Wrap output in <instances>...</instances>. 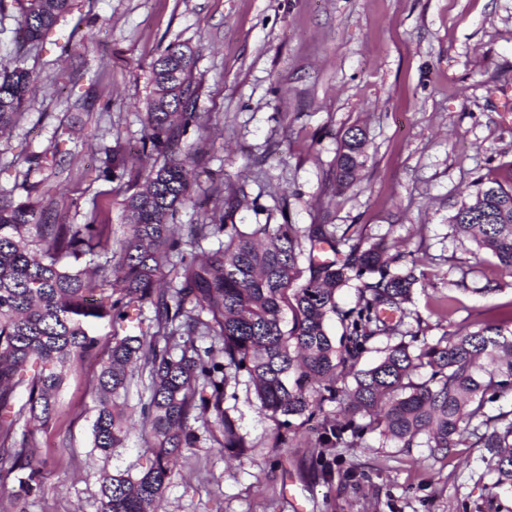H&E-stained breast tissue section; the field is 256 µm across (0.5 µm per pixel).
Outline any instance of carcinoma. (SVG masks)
Wrapping results in <instances>:
<instances>
[{"instance_id": "carcinoma-1", "label": "carcinoma", "mask_w": 512, "mask_h": 512, "mask_svg": "<svg viewBox=\"0 0 512 512\" xmlns=\"http://www.w3.org/2000/svg\"><path fill=\"white\" fill-rule=\"evenodd\" d=\"M9 5L20 17L14 42L24 50L38 47L77 0H0V13ZM193 65L192 50L181 43L169 44L151 63L142 147L161 161L125 200L129 225L119 249L108 247L93 219L57 224L49 202L0 203V464L19 474L15 494L41 487L40 466L28 435L17 437L18 424L23 418L49 424L64 368L95 351L103 358L92 381L98 397L93 448L107 455L124 445L131 431L125 400L137 376L149 393L141 414L150 425L146 445L153 456L135 474L100 476V512H149L169 483L173 458L195 445L193 422L201 414H214L225 449L245 453L246 437L223 408L226 387L241 377L252 384L259 412L277 423L276 448L287 443L296 418L327 448H354L368 432L397 448L424 444L447 454L462 445L483 448L494 486L512 490V410L487 413L488 404L512 394V330L484 326L431 341L412 333L388 346L374 366L358 370L371 340L395 333L392 315L406 316L417 283L413 266L390 270L396 258L387 256L383 242L365 247L358 240L342 252L334 224H263L245 233L213 213L186 231L196 243L217 240L218 249L205 259L179 254L173 221L192 202L194 153L182 142L198 118ZM40 81L20 64L0 72V130L23 117ZM365 146L362 129L346 132L336 160L338 186L354 182ZM451 222L512 275V186L478 180ZM92 255L104 257L95 268L98 284L83 265ZM304 256L309 277L300 283ZM353 279L360 282L357 305L342 311L336 291ZM145 304L158 332L126 333L129 309ZM332 315L343 324L337 342L327 330ZM201 328L214 332L218 346L179 345ZM419 368L430 373L414 383ZM350 372L355 384L341 395L338 383ZM19 388L26 400L17 408ZM327 402L343 405L340 417L324 415Z\"/></svg>"}]
</instances>
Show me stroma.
Masks as SVG:
<instances>
[{
	"instance_id": "obj_1",
	"label": "stroma",
	"mask_w": 512,
	"mask_h": 512,
	"mask_svg": "<svg viewBox=\"0 0 512 512\" xmlns=\"http://www.w3.org/2000/svg\"><path fill=\"white\" fill-rule=\"evenodd\" d=\"M172 42L195 54L200 125L187 139L205 150L190 181L206 207L181 208L179 224L207 210L247 233L332 224L383 240L419 279L406 330L435 339L512 329V277L450 227L478 179L512 184V0H82L25 57L42 82L24 119L0 134V198L50 201L60 224L96 219L117 245L128 229L123 200L152 165L140 153L150 64ZM353 127L367 161L340 191L336 157ZM107 147L127 159L109 180L98 171ZM34 155L45 158L36 170ZM459 279L465 289L454 288ZM99 369L96 357L73 361L54 419L25 424L42 487L14 500L16 477L1 471L0 512H100L102 473L150 465L139 425L148 393L137 379L124 446L108 458L93 451ZM224 406L245 454L228 456L221 430L196 422V445L176 460L156 512H512V491L494 487L483 449L445 457L369 433L336 450L305 426L277 448L246 382Z\"/></svg>"
}]
</instances>
